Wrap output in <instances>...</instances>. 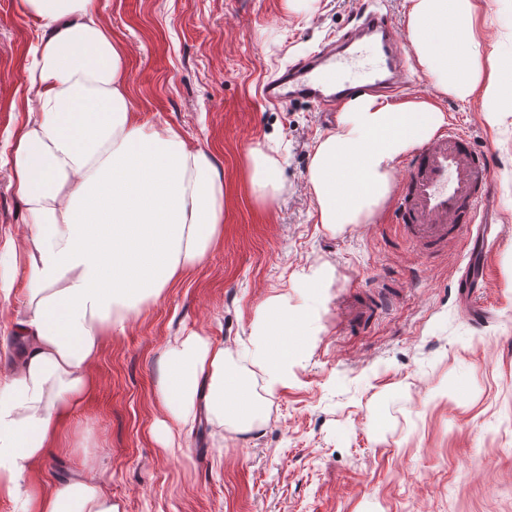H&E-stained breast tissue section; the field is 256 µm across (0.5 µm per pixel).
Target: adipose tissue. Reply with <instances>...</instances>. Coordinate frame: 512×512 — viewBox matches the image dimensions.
Returning a JSON list of instances; mask_svg holds the SVG:
<instances>
[{
	"instance_id": "1",
	"label": "adipose tissue",
	"mask_w": 512,
	"mask_h": 512,
	"mask_svg": "<svg viewBox=\"0 0 512 512\" xmlns=\"http://www.w3.org/2000/svg\"><path fill=\"white\" fill-rule=\"evenodd\" d=\"M43 32L24 80L35 107L12 138L11 187L30 219L19 242L0 249V296L27 273L25 308L15 322L19 364L0 378V497L16 512H119L100 470L82 466L44 491L31 482L59 430L92 386L106 336L203 264L224 232V180L212 154L168 124L139 121L125 81V52L101 22L96 0H19ZM479 0H408L407 36L416 67L443 95L480 100L488 125L512 112V55L483 46ZM446 115L431 101L384 104L366 97L341 113L321 139L308 182L319 223L360 224L389 199L397 160L430 141ZM248 191L259 201L284 185L263 149L249 154ZM308 314L274 295L255 311L264 337L259 368L266 392L288 378L308 343ZM155 394L166 417L156 437L205 419L246 431L263 407L223 344L194 333L161 359Z\"/></svg>"
}]
</instances>
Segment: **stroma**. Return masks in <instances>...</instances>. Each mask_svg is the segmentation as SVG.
Returning a JSON list of instances; mask_svg holds the SVG:
<instances>
[{
	"label": "stroma",
	"mask_w": 512,
	"mask_h": 512,
	"mask_svg": "<svg viewBox=\"0 0 512 512\" xmlns=\"http://www.w3.org/2000/svg\"><path fill=\"white\" fill-rule=\"evenodd\" d=\"M126 52V83L138 119L179 128L209 150L224 175V235L207 260L105 337L92 388L40 465L50 490L92 457L120 512H512V115L490 129L478 102L442 95L411 69L407 99H431L487 151L494 170L486 214L502 227L480 301L482 324L456 288L463 244L435 259L394 221L389 197L368 224H317L308 169L336 129L311 103L272 105L270 75L347 29L363 0H96ZM38 23L18 0H0V245L28 218L9 187L10 134L28 94L24 74ZM277 146L283 192L245 191L248 150ZM330 264L328 287L295 286ZM24 272L0 299V377L16 367L13 324L23 311ZM284 294L311 313L306 350L274 394L262 388L251 334L256 307ZM382 301L364 328L347 322L353 299ZM196 332L229 349L263 405L252 431L206 422L160 448L155 394L159 360L175 337Z\"/></svg>",
	"instance_id": "stroma-1"
}]
</instances>
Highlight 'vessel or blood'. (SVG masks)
<instances>
[{
    "label": "vessel or blood",
    "mask_w": 512,
    "mask_h": 512,
    "mask_svg": "<svg viewBox=\"0 0 512 512\" xmlns=\"http://www.w3.org/2000/svg\"><path fill=\"white\" fill-rule=\"evenodd\" d=\"M407 85V48L397 39L388 13L375 0H366L355 25L268 79L261 95L272 104L301 99L332 113L372 93H401ZM405 168L396 221L409 238L424 245L465 244L468 261L457 288L464 300H471L488 286V261L499 240L493 222L483 218L493 179L489 157L451 124L417 147Z\"/></svg>",
    "instance_id": "1"
}]
</instances>
